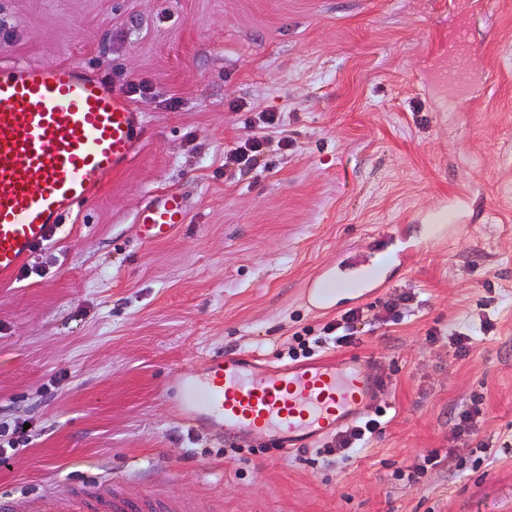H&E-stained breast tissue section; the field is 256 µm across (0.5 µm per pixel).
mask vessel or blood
<instances>
[{
    "instance_id": "obj_1",
    "label": "vessel or blood",
    "mask_w": 512,
    "mask_h": 512,
    "mask_svg": "<svg viewBox=\"0 0 512 512\" xmlns=\"http://www.w3.org/2000/svg\"><path fill=\"white\" fill-rule=\"evenodd\" d=\"M466 30L448 45L451 83L470 70ZM142 145V120L129 101L78 62L0 65V275L12 276ZM187 222L182 196L158 195L139 216L144 237L170 240ZM376 380L347 361L267 365L240 353L211 357L202 402L188 387L173 390L189 419L207 417L226 433L279 429L285 449L332 434L364 415ZM120 490L89 497L76 492L43 498L40 512H130Z\"/></svg>"
}]
</instances>
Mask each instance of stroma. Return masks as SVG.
I'll list each match as a JSON object with an SVG mask.
<instances>
[{
  "label": "stroma",
  "mask_w": 512,
  "mask_h": 512,
  "mask_svg": "<svg viewBox=\"0 0 512 512\" xmlns=\"http://www.w3.org/2000/svg\"><path fill=\"white\" fill-rule=\"evenodd\" d=\"M68 60L126 93L144 142L0 277V512L114 486L150 512H512V0H0V62ZM257 140L266 167L232 160ZM168 189L188 222L144 243ZM458 195L480 220L421 221ZM355 257L367 286L314 302ZM351 309L358 341L321 355H363L386 423L348 457L166 400L212 355L284 362ZM472 53V45H469L468 35L465 29H460L454 40L448 44V73L444 74V80L451 83H466L470 80L472 71L462 69L456 65V60L468 57Z\"/></svg>",
  "instance_id": "1"
}]
</instances>
